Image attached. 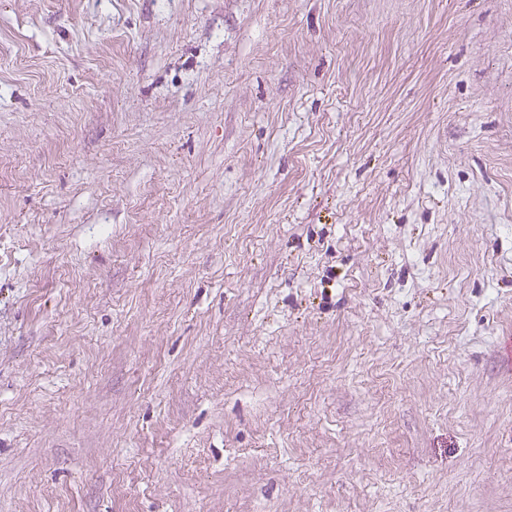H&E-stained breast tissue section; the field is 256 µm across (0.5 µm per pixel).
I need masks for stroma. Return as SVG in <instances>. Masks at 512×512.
<instances>
[{
    "mask_svg": "<svg viewBox=\"0 0 512 512\" xmlns=\"http://www.w3.org/2000/svg\"><path fill=\"white\" fill-rule=\"evenodd\" d=\"M512 0H0V512H512Z\"/></svg>",
    "mask_w": 512,
    "mask_h": 512,
    "instance_id": "stroma-1",
    "label": "stroma"
}]
</instances>
